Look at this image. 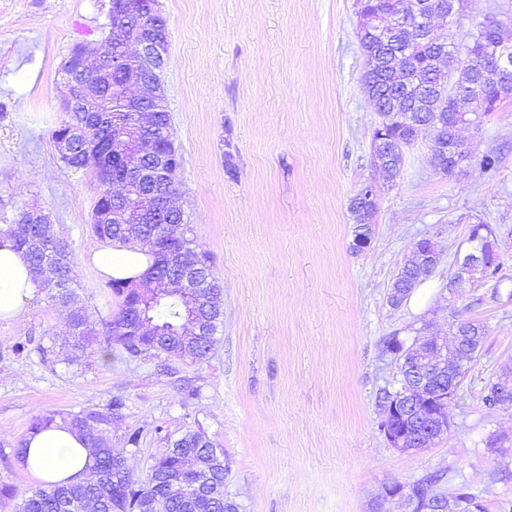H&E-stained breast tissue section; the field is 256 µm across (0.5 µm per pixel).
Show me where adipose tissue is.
<instances>
[{
    "label": "adipose tissue",
    "mask_w": 512,
    "mask_h": 512,
    "mask_svg": "<svg viewBox=\"0 0 512 512\" xmlns=\"http://www.w3.org/2000/svg\"><path fill=\"white\" fill-rule=\"evenodd\" d=\"M85 263L104 281L145 283L154 262L151 254L115 241L89 251ZM38 287L23 253L10 239L0 240V323L27 313ZM21 464L43 486L76 482L93 474L94 455L86 441L69 426L55 423L27 440Z\"/></svg>",
    "instance_id": "ef3b65f1"
}]
</instances>
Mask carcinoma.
I'll use <instances>...</instances> for the list:
<instances>
[{"label": "carcinoma", "mask_w": 512, "mask_h": 512, "mask_svg": "<svg viewBox=\"0 0 512 512\" xmlns=\"http://www.w3.org/2000/svg\"><path fill=\"white\" fill-rule=\"evenodd\" d=\"M357 37L361 45L374 43L378 55L366 58L364 90L382 106L392 109L390 124L385 127L389 143L396 149L387 151L382 143L372 142V158L376 166L388 171V180H395L401 170L403 150L411 146V124L434 123L435 143L450 148L460 138L458 124L451 121L456 111L453 93L465 88L474 79L466 69L451 65L456 56L487 55L499 47L498 33L488 24L458 39L450 36L451 48L443 52L427 38V33L394 30L383 26L385 37L369 34L364 18L379 16L385 20L394 13L392 0H356ZM142 26L132 24L121 40L108 39L107 54L123 56L125 42L139 34ZM125 70L122 66L101 79L102 97L98 112H64L63 118L51 132L52 141L68 138L66 152L60 154L64 165L74 172L98 171L107 173L108 180H124L128 171L138 168L141 160L133 155L123 139L114 136L112 111L123 108L120 95L124 87ZM483 102L474 112L486 118L497 111L508 98L498 95L495 87L483 90ZM157 108L152 127L171 132L166 100L156 103L146 99L133 105V111L124 114L135 119L138 108ZM112 194L102 192L93 206L92 231L103 243L119 241L139 246L155 256L151 278L153 286L138 293L133 285L112 280L110 290L121 299L118 310L102 321L103 331L90 323L78 294L74 261L69 242L48 231L47 216L41 211L35 215L39 224H26L20 219L0 228V236L12 239L23 251L40 290L68 312L69 341L65 352L84 353L90 342L100 339L97 355L102 364L112 362V351L118 347L131 360L138 358L189 359L202 362L214 349L217 334L223 323L222 288L214 277L209 257L193 247L188 233L191 226L181 218L171 224H114ZM350 212L356 230L371 227L376 212L373 189L361 186L350 201ZM490 225L482 222L469 230L465 255L482 254L478 278L497 280L496 256L488 252L484 236L490 234ZM188 267L196 273L199 305L181 298L165 279ZM423 281L412 269L398 273L389 297L396 306L406 299ZM463 336H477L474 353L483 346L488 328L484 323L465 319L457 324ZM499 384L489 383L484 388L483 403L488 407L512 406V400H501ZM126 398L115 395L105 405H91L78 411L53 412L32 418L28 434L49 427L61 420L95 451V479L86 483L39 487L26 496L18 512H224V483L230 472L224 448L200 431H186L181 437H166L167 447L151 457L144 476H135L129 470L127 458L112 448V424L122 417ZM438 476H429L409 485L417 499L414 512H423L424 503L437 496L434 486Z\"/></svg>", "instance_id": "1"}]
</instances>
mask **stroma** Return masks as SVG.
<instances>
[{"mask_svg":"<svg viewBox=\"0 0 512 512\" xmlns=\"http://www.w3.org/2000/svg\"><path fill=\"white\" fill-rule=\"evenodd\" d=\"M111 0H0V225L38 209L69 241L91 321L120 300L83 258L99 239L101 187L65 167L51 139L63 113L58 72L78 43L103 49ZM169 31L162 74L182 158L173 203L224 289V323L201 363L114 352L65 362L63 312L46 295L0 323V486L19 499L38 483L15 445L38 414L123 394L112 446L144 474L167 437L203 431L229 460L224 495L240 512H412L388 487L440 474L484 512H512V407L487 409L486 383L512 373V101L481 132L462 130L467 166L439 173L428 133L405 148L395 182L371 164L380 118L367 97L355 0H158ZM501 154L487 178L480 161ZM378 185L372 241L351 248V198ZM497 235L499 285L448 288L475 222ZM431 240L436 271L401 306L387 297L413 243ZM489 332L448 403L450 427L401 452L380 428L398 363L387 337L446 336L453 313ZM28 341L19 357L13 346ZM198 395L186 397L185 387ZM138 434L139 447L127 439Z\"/></svg>","mask_w":512,"mask_h":512,"instance_id":"35a3bbf8","label":"stroma"}]
</instances>
